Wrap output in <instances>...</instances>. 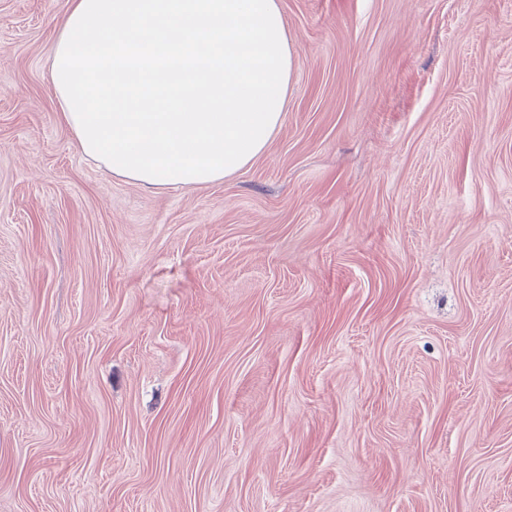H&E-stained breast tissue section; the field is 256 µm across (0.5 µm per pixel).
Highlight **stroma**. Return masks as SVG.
<instances>
[{
    "instance_id": "obj_1",
    "label": "stroma",
    "mask_w": 512,
    "mask_h": 512,
    "mask_svg": "<svg viewBox=\"0 0 512 512\" xmlns=\"http://www.w3.org/2000/svg\"><path fill=\"white\" fill-rule=\"evenodd\" d=\"M279 6L266 150L145 187L0 0V512H512V0Z\"/></svg>"
}]
</instances>
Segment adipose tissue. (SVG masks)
Wrapping results in <instances>:
<instances>
[{"label":"adipose tissue","mask_w":512,"mask_h":512,"mask_svg":"<svg viewBox=\"0 0 512 512\" xmlns=\"http://www.w3.org/2000/svg\"><path fill=\"white\" fill-rule=\"evenodd\" d=\"M293 58L278 0H70L50 72L84 154L147 186H193L266 149Z\"/></svg>","instance_id":"adipose-tissue-1"}]
</instances>
